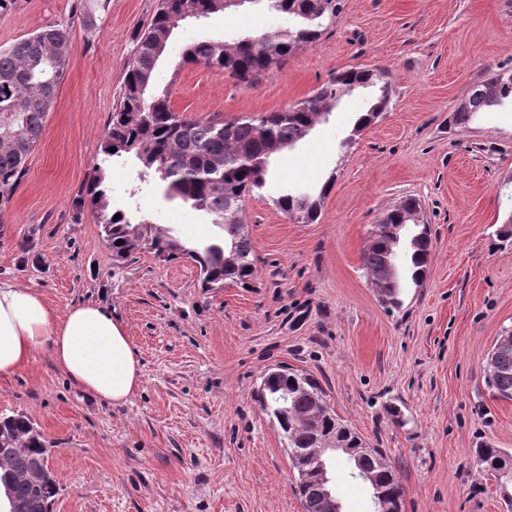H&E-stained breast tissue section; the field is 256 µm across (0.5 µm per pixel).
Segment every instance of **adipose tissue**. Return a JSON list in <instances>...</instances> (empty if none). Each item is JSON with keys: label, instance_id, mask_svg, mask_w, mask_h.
Instances as JSON below:
<instances>
[{"label": "adipose tissue", "instance_id": "ef3b65f1", "mask_svg": "<svg viewBox=\"0 0 512 512\" xmlns=\"http://www.w3.org/2000/svg\"><path fill=\"white\" fill-rule=\"evenodd\" d=\"M41 352L82 391L111 404L126 403L142 383L138 352L108 309L79 302L60 313L34 289L0 282V380Z\"/></svg>", "mask_w": 512, "mask_h": 512}]
</instances>
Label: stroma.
<instances>
[{
    "instance_id": "obj_1",
    "label": "stroma",
    "mask_w": 512,
    "mask_h": 512,
    "mask_svg": "<svg viewBox=\"0 0 512 512\" xmlns=\"http://www.w3.org/2000/svg\"><path fill=\"white\" fill-rule=\"evenodd\" d=\"M157 0H6L0 47L51 22L71 27L68 67L27 171L0 206V281L40 292L57 312L96 301L124 323L143 383L120 406L79 390L47 354L0 381V414L30 417L51 442L61 487L53 512H303L283 435L261 408L265 372L290 367L319 382L333 411L382 449L402 512H506L474 448L512 450V401L484 382L512 331V105L450 125L474 82L512 67V0H345L314 44L256 87L181 65L212 36L274 33L287 15L244 10L187 19L158 67L184 117L233 120L286 108L331 73H390L391 105L350 130L373 89L343 96L329 122L276 155L277 184L332 187L313 224L290 221L267 187L246 202L257 279L203 292L194 263L139 252L113 267L82 201L123 87L132 39ZM97 19L88 30L84 18ZM138 168L110 166L112 205L176 228L195 246L219 228L158 181L130 196ZM421 204L432 254L401 307L382 303L362 268L373 224L401 197ZM343 512H374L372 489L336 466Z\"/></svg>"
}]
</instances>
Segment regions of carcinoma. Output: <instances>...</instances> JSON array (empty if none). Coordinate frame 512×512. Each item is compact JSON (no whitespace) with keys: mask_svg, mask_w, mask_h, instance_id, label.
<instances>
[{"mask_svg":"<svg viewBox=\"0 0 512 512\" xmlns=\"http://www.w3.org/2000/svg\"><path fill=\"white\" fill-rule=\"evenodd\" d=\"M262 3L270 11L288 15V29L245 35L232 42L208 39L182 52L180 64L198 65L224 74L238 85L254 87L274 66H282L302 45L317 42L344 8V0H245ZM225 0H157L150 23L135 33L134 49L126 62L120 99L112 110L101 140V161L94 165L87 202L112 252L113 266L138 251H147L164 262L186 258L199 269L201 287L219 291L228 284L248 288L256 277V261L245 215L248 197L261 193L269 177L271 156L294 147L317 124L329 120L341 97L359 86L378 88L367 111L356 118L351 136H359L375 123L391 104V83L384 69L349 68L330 75L313 93L284 109L256 117L224 120L187 119L172 105L169 87L156 85V66L171 36L188 18L229 14ZM70 27L49 23L34 34L0 47V205L8 202L26 172V161L40 141L47 116L65 76ZM512 101V71H494L470 87L468 96L451 116V124L467 126L480 112ZM116 151L111 152L109 148ZM133 157L146 171L167 183L165 197H179L211 217L223 238L189 247L172 228L142 219L132 221L110 207V188L104 165L113 158ZM335 181L329 176L319 195L289 189L272 198L273 205L298 224H313L321 214L323 199ZM415 203L406 198L388 210L372 226L362 254L363 270L381 300L401 306L398 260L405 262L413 284H421L431 255L427 227L414 232L403 223L401 207ZM118 220H113L115 215ZM123 243L116 244V241ZM283 375L266 378L261 406L275 412L287 407L288 447L314 454L320 437L336 436L354 450L352 476L375 470L376 461L356 451V433L341 422L311 377L282 369ZM485 383L498 397L512 400V347L495 346L485 370ZM480 471L494 476L504 502L512 507V453L502 448L474 449ZM48 455L44 434L23 414L0 416V483L8 479L11 494L26 504V512H52L59 484L49 474L36 483L27 471ZM375 512H389L402 492L393 469L379 474L372 486ZM303 512H328L325 490L318 475L298 490Z\"/></svg>","mask_w":512,"mask_h":512,"instance_id":"1","label":"carcinoma"}]
</instances>
